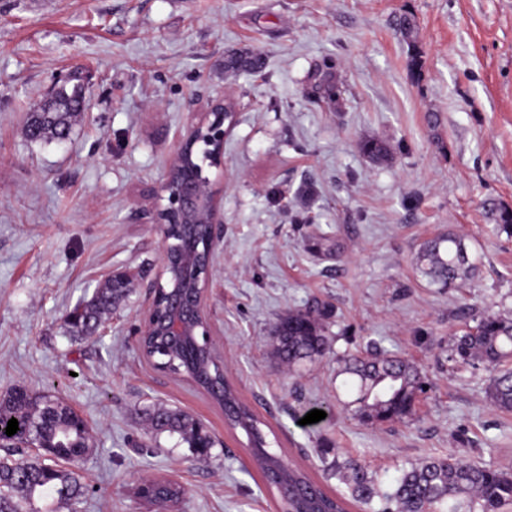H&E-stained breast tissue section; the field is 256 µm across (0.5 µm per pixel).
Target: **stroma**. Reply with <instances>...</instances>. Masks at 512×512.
<instances>
[{
	"instance_id": "1",
	"label": "stroma",
	"mask_w": 512,
	"mask_h": 512,
	"mask_svg": "<svg viewBox=\"0 0 512 512\" xmlns=\"http://www.w3.org/2000/svg\"><path fill=\"white\" fill-rule=\"evenodd\" d=\"M233 53L260 55L262 72L226 71ZM77 69L87 111L66 140L28 139L27 114ZM227 93L237 120L209 171L223 228L205 312L274 449L330 493L324 446L386 483L448 451L512 469V412L488 403L483 368L448 365L464 309L512 317V238L494 229L512 210V0H0V394L22 385L86 420L78 512H152L136 487L163 478L186 491L170 512L279 510L223 409L139 348L162 249L152 194L180 129ZM367 139L390 160L367 158ZM448 230L476 263L458 290L413 265ZM115 272L128 300L72 340L65 317ZM311 307L329 311L330 348L288 370L273 330ZM377 350L428 379L405 421L353 413L336 356ZM153 404L201 421L209 457L153 440ZM320 405L329 418L302 424Z\"/></svg>"
}]
</instances>
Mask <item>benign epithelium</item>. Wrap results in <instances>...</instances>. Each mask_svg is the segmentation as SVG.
Returning <instances> with one entry per match:
<instances>
[{
  "label": "benign epithelium",
  "instance_id": "1",
  "mask_svg": "<svg viewBox=\"0 0 512 512\" xmlns=\"http://www.w3.org/2000/svg\"><path fill=\"white\" fill-rule=\"evenodd\" d=\"M237 102L230 94L214 100L209 109L194 115L178 135L172 159L157 191L154 223L162 233L158 277L142 335L163 336L180 348L194 342L200 326L212 354L223 358L211 338L205 314V294L217 241V190L214 181L193 167L192 151L201 140L208 143L210 164L224 165V139L236 122ZM205 227L204 249L196 243Z\"/></svg>",
  "mask_w": 512,
  "mask_h": 512
}]
</instances>
